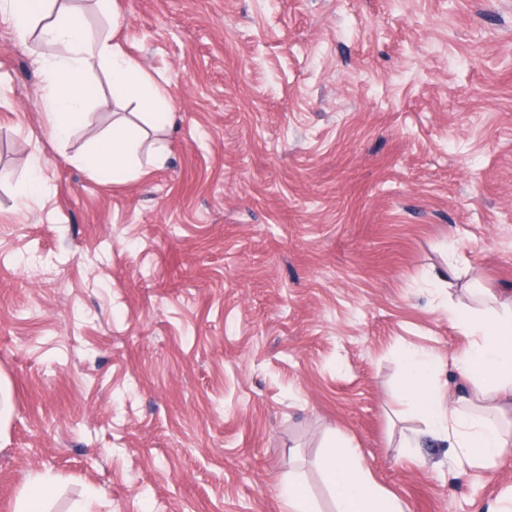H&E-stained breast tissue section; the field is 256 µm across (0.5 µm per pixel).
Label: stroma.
<instances>
[{
    "label": "stroma",
    "mask_w": 512,
    "mask_h": 512,
    "mask_svg": "<svg viewBox=\"0 0 512 512\" xmlns=\"http://www.w3.org/2000/svg\"><path fill=\"white\" fill-rule=\"evenodd\" d=\"M70 2L176 117L98 181L107 71L59 142L58 49L0 19V512L36 473L52 512H333V440L405 512H492L512 454L456 466L399 393L409 352L454 392L449 306L512 297V0ZM276 490L286 507V512H312L296 483L291 481L282 483Z\"/></svg>",
    "instance_id": "stroma-1"
}]
</instances>
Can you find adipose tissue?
Masks as SVG:
<instances>
[{"label":"adipose tissue","mask_w":512,"mask_h":512,"mask_svg":"<svg viewBox=\"0 0 512 512\" xmlns=\"http://www.w3.org/2000/svg\"><path fill=\"white\" fill-rule=\"evenodd\" d=\"M42 37L63 49L61 56L43 63L41 92L49 130L56 140H68L87 114L94 93L88 73L97 63L108 68L117 100L149 105L147 118L154 129L170 121V103L159 84L118 44L91 35L77 12L59 11L43 27ZM143 134L139 124L118 122L80 162L102 182L131 176ZM452 316L470 339L457 360L459 374L469 383V390L446 397L430 379L429 355L411 354L404 359L408 381L403 396L425 413L429 431L447 438L457 448L458 463L487 468L512 450V436L493 422L499 401H512V303L491 299L482 309H456ZM321 467L336 512H404L399 501L375 483L355 449L329 452Z\"/></svg>","instance_id":"ef3b65f1"}]
</instances>
